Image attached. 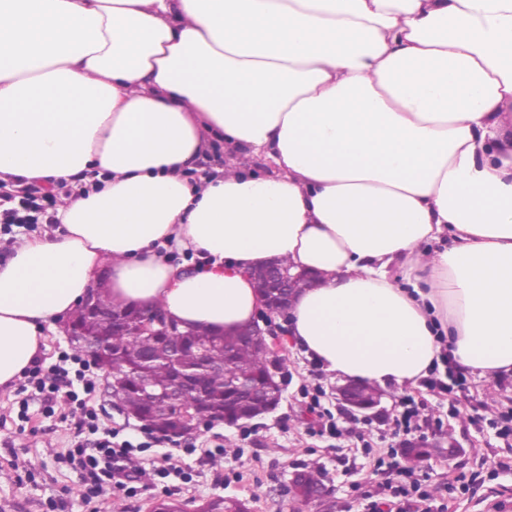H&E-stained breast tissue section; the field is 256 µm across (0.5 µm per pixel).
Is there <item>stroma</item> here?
<instances>
[{
  "instance_id": "1",
  "label": "stroma",
  "mask_w": 512,
  "mask_h": 512,
  "mask_svg": "<svg viewBox=\"0 0 512 512\" xmlns=\"http://www.w3.org/2000/svg\"><path fill=\"white\" fill-rule=\"evenodd\" d=\"M277 324L284 371L279 408L240 427H201L176 443L152 437L151 448L136 454L133 464L155 480L132 496L108 489L84 499V474L67 460L78 418L64 397L50 400L17 385L0 391V512H151L158 500H176L185 512H196L218 496L247 501L251 512H368L371 502L388 498L397 479L386 458L404 460V440L394 436L393 421L409 398L420 412L414 441L448 435L459 451L416 465L430 498L401 499L397 512H490L494 501L512 502V442L495 426L512 411L511 375L489 381L443 370L413 388L386 387L384 417L352 419L334 397L336 378L289 340L285 319ZM85 400L96 409L101 430L134 442L143 438L144 427L109 395L103 373H96ZM322 413L333 415L342 437L321 433ZM171 464L182 476L156 477ZM304 470L323 478L327 496L309 503L292 499L289 482Z\"/></svg>"
}]
</instances>
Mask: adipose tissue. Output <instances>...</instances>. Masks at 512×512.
<instances>
[{"mask_svg":"<svg viewBox=\"0 0 512 512\" xmlns=\"http://www.w3.org/2000/svg\"><path fill=\"white\" fill-rule=\"evenodd\" d=\"M1 180L70 194L0 261V389L98 286L235 331L275 259L342 381L512 374V0H0Z\"/></svg>","mask_w":512,"mask_h":512,"instance_id":"obj_1","label":"adipose tissue"}]
</instances>
